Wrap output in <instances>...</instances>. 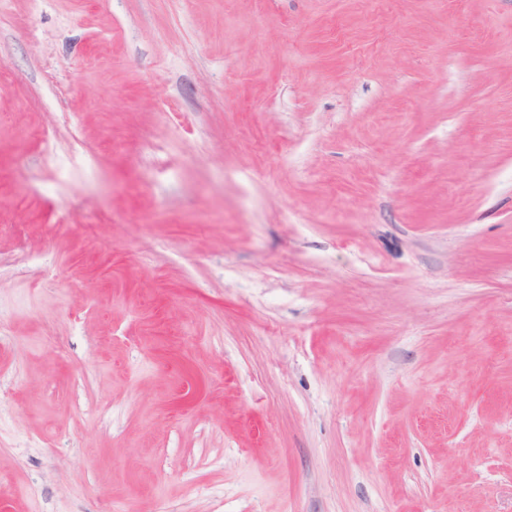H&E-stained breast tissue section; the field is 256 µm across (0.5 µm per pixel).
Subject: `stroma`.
<instances>
[{
    "label": "stroma",
    "mask_w": 512,
    "mask_h": 512,
    "mask_svg": "<svg viewBox=\"0 0 512 512\" xmlns=\"http://www.w3.org/2000/svg\"><path fill=\"white\" fill-rule=\"evenodd\" d=\"M0 512H512V0H0Z\"/></svg>",
    "instance_id": "1"
}]
</instances>
